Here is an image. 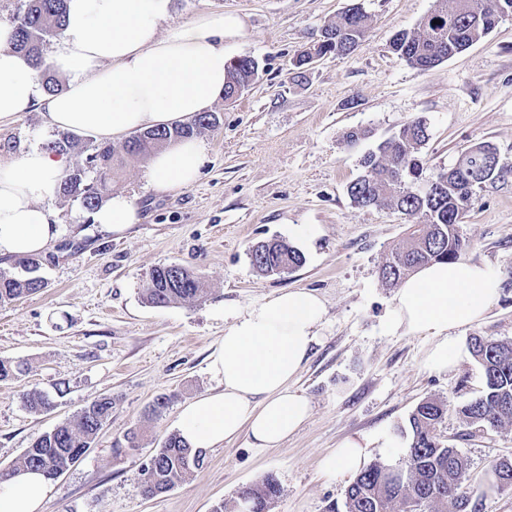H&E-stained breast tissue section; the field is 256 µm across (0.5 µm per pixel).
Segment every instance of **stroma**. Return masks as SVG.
<instances>
[{
  "instance_id": "1",
  "label": "stroma",
  "mask_w": 512,
  "mask_h": 512,
  "mask_svg": "<svg viewBox=\"0 0 512 512\" xmlns=\"http://www.w3.org/2000/svg\"><path fill=\"white\" fill-rule=\"evenodd\" d=\"M350 2L173 0L166 30L209 11L239 19L225 51L257 59L260 76L236 102L212 105L217 122L199 135L206 151L192 186L156 192L147 162L127 161L111 184L137 208L139 222L126 232L100 230L78 201L58 197L52 208L61 236L37 258L46 288L0 304V361L24 366L0 381V469L91 401L114 402L111 422L88 452L50 481L43 512H210L269 476L281 489L269 512H326L344 501L349 482L322 472L321 458L346 438L384 435L392 447L372 449L370 461L405 466L408 417L428 397L448 404L439 432L466 460L471 488H482L492 465L512 458V425L478 430L457 412L483 387L472 356L448 372L430 371V339L384 325L394 291L378 271L405 239L410 218L390 207H355L348 195L363 172L362 155L415 117L428 126L420 149L428 173L453 167L471 145L490 144L509 174L477 190L458 230L468 243L463 261L491 265L503 288L499 303L460 336L512 340V19L421 70L389 43L415 27L434 0H362L372 18L365 41L296 76L295 56ZM355 128L369 136L351 146L345 135ZM56 136L36 108L1 121L0 161ZM309 225L319 229L310 242L303 238ZM274 237L304 254L301 268L256 272L250 247ZM168 264L194 270L203 288L198 302L144 301L146 276ZM301 288L325 304L319 341L294 382L311 402L308 419L277 448L253 447L240 434L207 450L204 467L183 484L142 496L140 469L175 432L181 407L219 388L208 357L224 336L225 313ZM34 389L52 396V409L26 408L23 397ZM162 396L167 407L151 414ZM132 429L139 433L133 445L126 439Z\"/></svg>"
}]
</instances>
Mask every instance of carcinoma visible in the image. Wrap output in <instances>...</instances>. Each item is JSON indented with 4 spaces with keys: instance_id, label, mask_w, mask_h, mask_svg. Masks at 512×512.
<instances>
[{
    "instance_id": "cac0c4a2",
    "label": "carcinoma",
    "mask_w": 512,
    "mask_h": 512,
    "mask_svg": "<svg viewBox=\"0 0 512 512\" xmlns=\"http://www.w3.org/2000/svg\"><path fill=\"white\" fill-rule=\"evenodd\" d=\"M457 0H436L434 9L411 30L397 32L390 41L391 50L409 65L430 69L472 44L484 39L507 16L512 17V0H477L480 16L460 13ZM66 0H25V9L14 27V48L43 63V44L58 35L63 26ZM369 16L355 2L346 8L324 30L328 40H320L319 53L348 54L357 49L367 36ZM258 78V63L249 56L233 60L227 72L224 100H229L237 87ZM213 115L200 113L190 123L171 128L139 131L123 144V153L106 143H99L88 157L95 173L86 182V171L74 168L63 179V193L80 198L83 207L93 212L101 207L112 181V174L124 157L147 158L172 140L189 138L210 127ZM428 138L427 123L417 117L406 122L396 133L380 142L376 149L361 159L364 174L348 186V195L357 207H393L408 217L419 218L412 225L401 247L379 269L381 281L393 286L417 268L435 261H457L467 247L457 226L468 211L474 190L488 181L508 174L486 169L485 159L494 152L488 144L467 148L454 167L428 177L419 156ZM441 182L434 192L418 186ZM253 268L261 274L292 272L303 266L304 255L294 246L280 240L256 244L249 250ZM25 275L15 276L0 271V304L18 300L44 290L47 282L32 275L35 259H17ZM198 277L181 264L154 268L143 284L144 300L154 306L171 303L193 304L201 298ZM469 349L483 371L485 387L482 395L458 408L465 422L475 428H496L512 422V341L490 340L473 336ZM25 404L32 411L50 407L43 392L26 394ZM448 413L443 400L420 401L409 417L411 443L408 466L403 480L391 478L393 467L380 462L363 467L347 489L343 505L333 502L327 512H386L395 500L413 505V512H479L471 503V492L465 486L466 462L456 449L446 446L438 433ZM112 421V398L100 397L70 421L37 437L31 446L0 476L9 472L36 471L46 479H54L91 447L98 431ZM203 464V450L190 448L177 433L166 437L142 467L150 480L140 481L145 496L168 492L192 475ZM512 487V459H503L492 467L489 489ZM280 494L277 481L266 478L261 485L245 492L246 502H218L211 512H268V506Z\"/></svg>"
}]
</instances>
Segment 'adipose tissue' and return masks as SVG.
<instances>
[{
    "instance_id": "adipose-tissue-1",
    "label": "adipose tissue",
    "mask_w": 512,
    "mask_h": 512,
    "mask_svg": "<svg viewBox=\"0 0 512 512\" xmlns=\"http://www.w3.org/2000/svg\"><path fill=\"white\" fill-rule=\"evenodd\" d=\"M171 7L172 0H67L66 22L39 69L14 49L12 27L0 26V121L38 108L48 128L113 141L204 112L224 92L231 63L224 37L237 21L213 11L160 33ZM48 72L65 78L61 93L45 92ZM204 153L193 137L171 143L152 157L150 185L160 193L191 186ZM66 168L65 155L37 144L0 163V257L44 254L57 241L51 205ZM501 291L489 265L432 263L401 283L385 327L430 338L425 363L444 372L463 355L459 331L481 322ZM324 313L321 298L304 289L230 313L208 363L221 388L181 408L182 439L193 448H218L245 431L253 447L276 448L296 432L311 404L293 382L318 342ZM373 444L346 438L320 465L346 478L362 468ZM47 494L44 476L20 473L0 483V512H41Z\"/></svg>"
}]
</instances>
